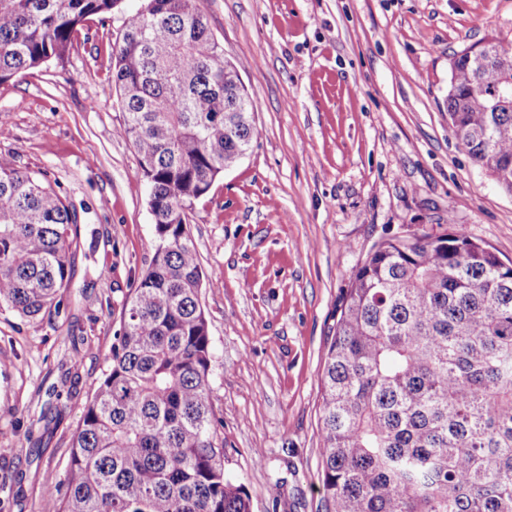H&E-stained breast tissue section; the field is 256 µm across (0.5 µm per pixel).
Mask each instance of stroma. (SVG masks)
<instances>
[{
	"label": "stroma",
	"instance_id": "stroma-1",
	"mask_svg": "<svg viewBox=\"0 0 512 512\" xmlns=\"http://www.w3.org/2000/svg\"><path fill=\"white\" fill-rule=\"evenodd\" d=\"M139 0L69 57L0 84V155L78 213L60 313L0 309V512L66 490L84 405L156 245L148 185L112 81ZM259 106L248 155L188 213L224 470L252 512H324L321 374L343 291L376 243L464 229L512 261V195L448 118L449 62L512 41V0H202Z\"/></svg>",
	"mask_w": 512,
	"mask_h": 512
}]
</instances>
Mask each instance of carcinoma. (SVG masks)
<instances>
[{"mask_svg":"<svg viewBox=\"0 0 512 512\" xmlns=\"http://www.w3.org/2000/svg\"><path fill=\"white\" fill-rule=\"evenodd\" d=\"M124 0H0V84L65 59ZM450 61L459 144L512 194V68ZM120 136L140 156L157 246L123 304L71 443L67 491L42 512H251L213 427L212 347L188 210L252 147L257 106L201 0H141L114 55ZM77 218L0 157V308L58 312ZM326 512H512V262L455 228L379 242L343 293L322 370Z\"/></svg>","mask_w":512,"mask_h":512,"instance_id":"1","label":"carcinoma"}]
</instances>
